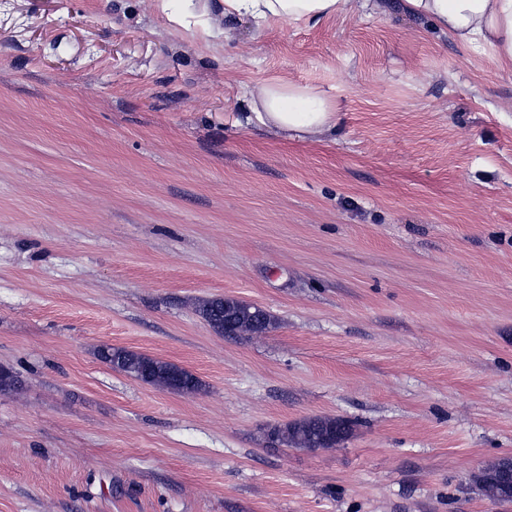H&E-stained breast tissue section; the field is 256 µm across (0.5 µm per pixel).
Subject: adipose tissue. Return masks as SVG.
I'll return each instance as SVG.
<instances>
[{
	"instance_id": "ef3b65f1",
	"label": "adipose tissue",
	"mask_w": 512,
	"mask_h": 512,
	"mask_svg": "<svg viewBox=\"0 0 512 512\" xmlns=\"http://www.w3.org/2000/svg\"><path fill=\"white\" fill-rule=\"evenodd\" d=\"M350 0H223L224 22L249 20L256 29L276 21L294 24L330 18L346 11ZM375 9H397L431 20L452 40L478 53H489L512 67V0H375ZM246 125L301 139L335 135L340 109L335 97L321 88L269 78L245 92Z\"/></svg>"
}]
</instances>
